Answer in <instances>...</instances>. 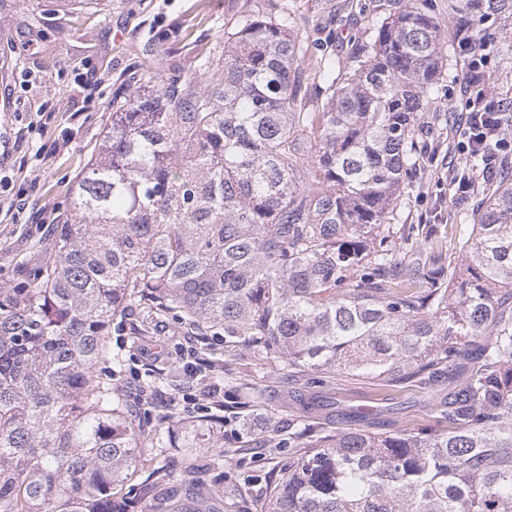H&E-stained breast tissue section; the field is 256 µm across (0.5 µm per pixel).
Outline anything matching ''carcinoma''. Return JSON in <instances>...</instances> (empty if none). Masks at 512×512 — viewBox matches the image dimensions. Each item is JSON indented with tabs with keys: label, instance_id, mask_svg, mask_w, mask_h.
I'll return each instance as SVG.
<instances>
[{
	"label": "carcinoma",
	"instance_id": "cac0c4a2",
	"mask_svg": "<svg viewBox=\"0 0 512 512\" xmlns=\"http://www.w3.org/2000/svg\"><path fill=\"white\" fill-rule=\"evenodd\" d=\"M452 8L459 33L512 16V0ZM377 9L346 60L302 69L282 11L224 32L202 88L148 70L112 95L53 248L26 287H0V512H116L139 429L95 369L138 303L293 370L448 379L437 429H295L270 512H512V172L458 254L428 239L403 264L414 227L390 217L446 63L416 0ZM485 147L473 166L499 135Z\"/></svg>",
	"mask_w": 512,
	"mask_h": 512
}]
</instances>
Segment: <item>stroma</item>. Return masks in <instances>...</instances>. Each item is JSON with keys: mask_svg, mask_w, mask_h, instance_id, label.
<instances>
[{"mask_svg": "<svg viewBox=\"0 0 512 512\" xmlns=\"http://www.w3.org/2000/svg\"><path fill=\"white\" fill-rule=\"evenodd\" d=\"M378 0H100L69 9L60 0H14L0 13V287L11 288L40 264L70 192L103 139L112 93L134 88L142 61L154 72L191 76L224 52V34L256 12L293 7L306 55L333 48L350 56ZM453 0H427L443 37L448 71L421 114V148L411 195L395 206L397 223L433 229L453 250L457 224L475 212L480 191L455 197L452 177L470 174L458 135L469 94L462 82L469 55L455 34ZM477 41L487 43L483 88L492 104L512 109V18L492 15ZM109 346L120 367L99 363L96 374L122 393L140 429L139 465L132 482L158 466L156 430L170 428L174 448L217 500L221 512H269L271 490L297 449L288 436L318 425L324 411L302 415L299 398L336 402L339 411L368 412L375 431L432 426L447 384L429 391L414 383L384 382L327 372L288 373L277 358L256 360L220 336H200L183 321L128 309L111 325ZM201 363L188 372L181 348ZM176 406H169L170 397Z\"/></svg>", "mask_w": 512, "mask_h": 512, "instance_id": "35a3bbf8", "label": "stroma"}]
</instances>
